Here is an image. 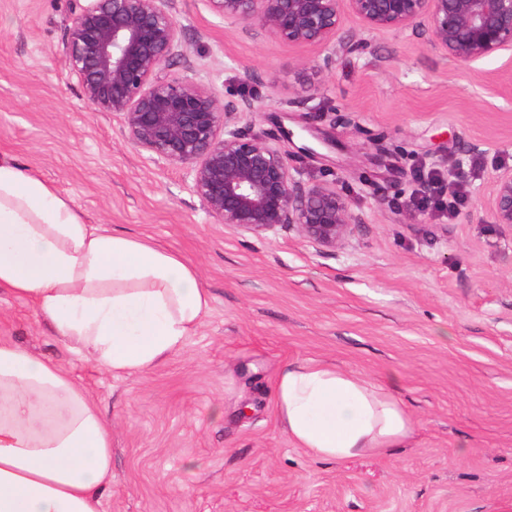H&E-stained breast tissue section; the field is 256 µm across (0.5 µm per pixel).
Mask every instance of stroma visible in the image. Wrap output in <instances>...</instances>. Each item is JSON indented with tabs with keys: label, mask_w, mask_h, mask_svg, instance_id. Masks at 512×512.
Wrapping results in <instances>:
<instances>
[{
	"label": "stroma",
	"mask_w": 512,
	"mask_h": 512,
	"mask_svg": "<svg viewBox=\"0 0 512 512\" xmlns=\"http://www.w3.org/2000/svg\"><path fill=\"white\" fill-rule=\"evenodd\" d=\"M72 4L0 0V155L89 223L181 256L212 298L180 351L114 375L0 296V340L59 363L112 422L101 512H512V233L487 211L496 174L512 169L505 59L467 66L348 16L340 35L358 51L302 73L322 53L175 0L185 54L167 71L237 103L236 127L275 138L301 180L335 186L361 216L326 248L218 223L187 167L94 111L67 67ZM421 168L464 185L453 218L414 220ZM307 361L392 387L410 440L345 460L295 447L276 379Z\"/></svg>",
	"instance_id": "obj_1"
}]
</instances>
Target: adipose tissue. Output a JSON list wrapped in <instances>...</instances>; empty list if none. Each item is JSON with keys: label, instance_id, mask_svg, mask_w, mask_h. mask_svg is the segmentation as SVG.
Returning a JSON list of instances; mask_svg holds the SVG:
<instances>
[{"label": "adipose tissue", "instance_id": "1", "mask_svg": "<svg viewBox=\"0 0 512 512\" xmlns=\"http://www.w3.org/2000/svg\"><path fill=\"white\" fill-rule=\"evenodd\" d=\"M1 293L29 302L58 341L112 374L153 369L211 309L182 257L87 223L9 156ZM276 406L289 440L319 459L381 455L413 433L390 389L321 362L283 368ZM111 484V422L59 364L0 341V512H100Z\"/></svg>", "mask_w": 512, "mask_h": 512}]
</instances>
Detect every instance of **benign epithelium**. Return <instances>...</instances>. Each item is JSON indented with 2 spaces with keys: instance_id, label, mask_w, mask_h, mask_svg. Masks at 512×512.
I'll use <instances>...</instances> for the list:
<instances>
[{
  "instance_id": "1",
  "label": "benign epithelium",
  "mask_w": 512,
  "mask_h": 512,
  "mask_svg": "<svg viewBox=\"0 0 512 512\" xmlns=\"http://www.w3.org/2000/svg\"><path fill=\"white\" fill-rule=\"evenodd\" d=\"M225 21L325 53L341 40L345 15L370 32H419L431 49L467 65L509 54L512 0H205ZM65 44L70 75L97 112L122 119L128 140L190 170L193 192L218 223L253 234L288 227L323 246L340 245L362 223L348 199L297 178L276 140L230 128L237 107L188 76L166 72L184 54L173 0H74ZM491 223L512 230V169L494 179Z\"/></svg>"
}]
</instances>
